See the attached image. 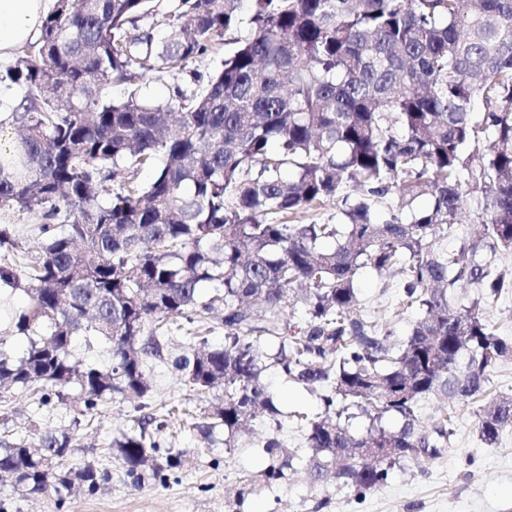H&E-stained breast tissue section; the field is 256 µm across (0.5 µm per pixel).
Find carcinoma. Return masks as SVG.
<instances>
[{"mask_svg": "<svg viewBox=\"0 0 512 512\" xmlns=\"http://www.w3.org/2000/svg\"><path fill=\"white\" fill-rule=\"evenodd\" d=\"M251 2L244 18L238 0H56L40 37L0 72L20 89L0 210L45 220L31 249L0 262V285L28 297L11 315L25 349L0 339V402L25 391L86 416L120 395L142 411L145 360H166L169 335L195 324L172 363L196 393L222 391L200 434L222 429L232 448L259 412L282 425L262 382L270 360L289 381L329 391L320 412L291 415L307 426L304 455L275 434L263 442L265 478L303 465L363 496L400 461L437 455L459 407L478 405L488 446L512 429V397L486 390L512 356L486 305L512 281L480 256L512 251V0ZM223 43L234 48L202 87L165 101L105 94L143 84L147 70L183 72ZM143 168L154 170L147 182ZM392 192L399 206L382 218ZM477 192L478 235L443 252L461 199ZM330 202L336 223H293ZM362 268L397 274L399 307L420 312L397 346L357 314ZM460 281L482 298L455 306ZM299 301L301 327L290 323ZM218 326L224 346L211 347L201 331ZM79 344L108 346L112 362L75 365ZM431 395L445 413L426 422L419 405ZM386 414L403 426L385 429ZM358 415L369 426L356 437ZM165 428L145 415L112 439L135 482L182 467L184 454H160ZM76 446L71 428L36 447L0 440V473L26 498L94 494L101 476L74 460Z\"/></svg>", "mask_w": 512, "mask_h": 512, "instance_id": "1", "label": "carcinoma"}]
</instances>
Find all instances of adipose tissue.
Returning <instances> with one entry per match:
<instances>
[{
  "instance_id": "obj_1",
  "label": "adipose tissue",
  "mask_w": 512,
  "mask_h": 512,
  "mask_svg": "<svg viewBox=\"0 0 512 512\" xmlns=\"http://www.w3.org/2000/svg\"><path fill=\"white\" fill-rule=\"evenodd\" d=\"M50 0H0V60L40 33Z\"/></svg>"
}]
</instances>
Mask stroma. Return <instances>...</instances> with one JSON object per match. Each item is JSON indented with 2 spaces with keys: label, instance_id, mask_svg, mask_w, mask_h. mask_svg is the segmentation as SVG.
Listing matches in <instances>:
<instances>
[{
  "label": "stroma",
  "instance_id": "1",
  "mask_svg": "<svg viewBox=\"0 0 512 512\" xmlns=\"http://www.w3.org/2000/svg\"><path fill=\"white\" fill-rule=\"evenodd\" d=\"M223 56L219 48L183 73H152L145 91L167 99L174 85L209 75ZM357 282L363 317L389 324L396 337L409 334L416 315L396 305L398 277L364 268ZM166 348L169 360L149 361L146 368L150 390L145 401L154 413L170 408L162 446L186 452L183 469L163 484L148 477L137 484L127 476L108 444L133 427L138 412L134 403L115 396L99 406L94 419L81 420L78 430L76 459L91 463L106 476L97 493L78 490L61 499L53 495L28 499L14 491L10 479L0 478V512H512V430L504 432L496 445H486L471 408L458 413L450 442L439 456L394 466L388 482L366 497H357L332 480L312 482L302 469L267 485L260 475L266 462L259 443L274 431L287 449L300 454L306 447L305 430L291 421L275 428L261 414L250 421L248 433L238 436L235 449L225 448L220 434L205 440L194 427L203 405L193 401L189 385L171 363L172 356L185 348L181 336L173 335ZM262 381L278 407L306 413L322 407L319 395L290 383L279 368H268ZM72 418L70 405L50 411L38 396L17 392L0 404V439L57 432Z\"/></svg>",
  "mask_w": 512,
  "mask_h": 512
}]
</instances>
